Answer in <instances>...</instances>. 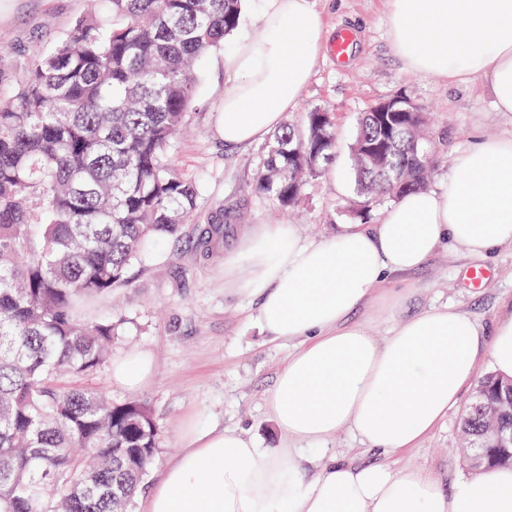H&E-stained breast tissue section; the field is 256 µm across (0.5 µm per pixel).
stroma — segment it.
<instances>
[{
    "instance_id": "35a3bbf8",
    "label": "stroma",
    "mask_w": 512,
    "mask_h": 512,
    "mask_svg": "<svg viewBox=\"0 0 512 512\" xmlns=\"http://www.w3.org/2000/svg\"><path fill=\"white\" fill-rule=\"evenodd\" d=\"M321 14L327 40L340 29L354 33L351 59L340 63L322 51L313 76L286 121L303 128L308 112L322 109L336 116V170L348 172V146L360 112L396 95L410 98L427 112L436 133L439 166L432 188L448 182L451 161L482 137L512 132V113L495 111L482 79L456 86L434 75L412 72L394 54L388 26V0H311ZM87 0H0V93L11 94L22 80L33 51H48L87 9ZM261 39L256 0H249L245 18L224 49L211 51L198 66L197 101L188 114L187 130L178 137L171 158L180 172L199 184L196 224L184 225L167 239L155 258L135 263L128 285L101 294L79 310L85 320L123 317L127 324L112 343L113 360L143 352L153 360L151 379L136 390L112 381L111 363L104 364L88 386L107 392L116 402L140 401L152 410L159 428L158 448L144 486L130 512L142 502L181 447L188 419L216 427H235L261 447H281L287 438L264 405V394L286 364L293 346L270 341L256 319V301L229 291L224 257L243 234L258 224H292L309 241L350 223L345 206L353 196L351 180L335 183L330 173L309 180L298 207L276 212L254 191L261 144L230 147L217 131L224 93V53L242 41ZM242 212L226 226L223 240L209 255L193 244L197 224L225 207ZM481 280H474V271ZM389 287L406 295L390 317L372 316L370 308L354 315L376 338L388 336L396 319L443 305L453 306L485 328L512 311V249L484 258L441 247L421 269L397 274ZM474 390L466 388L447 418L415 447L398 452L396 466L425 469L451 487L473 471L459 452L460 423ZM336 456L360 463L378 461L348 431L320 442L313 459Z\"/></svg>"
}]
</instances>
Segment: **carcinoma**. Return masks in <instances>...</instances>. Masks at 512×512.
<instances>
[{
	"instance_id": "obj_1",
	"label": "carcinoma",
	"mask_w": 512,
	"mask_h": 512,
	"mask_svg": "<svg viewBox=\"0 0 512 512\" xmlns=\"http://www.w3.org/2000/svg\"><path fill=\"white\" fill-rule=\"evenodd\" d=\"M240 0H89L86 14L0 96V503L7 512H128L151 466L158 428L143 402L112 401L61 377L95 375L124 319L77 311L127 282L148 248L196 220L198 183L169 163L195 102L198 62L239 25ZM427 114L376 106L349 149L348 213L424 189L438 158ZM336 158L335 117L314 109L304 132L284 125L264 146L255 191L280 209ZM225 225L207 224L209 251ZM469 410L461 432H483Z\"/></svg>"
}]
</instances>
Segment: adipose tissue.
I'll return each instance as SVG.
<instances>
[{
    "label": "adipose tissue",
    "instance_id": "ef3b65f1",
    "mask_svg": "<svg viewBox=\"0 0 512 512\" xmlns=\"http://www.w3.org/2000/svg\"><path fill=\"white\" fill-rule=\"evenodd\" d=\"M260 20V44L242 42L224 57L228 145L260 142L283 124L326 39L311 0H261ZM388 22L408 68L451 83L485 79L495 110L512 113V0H390ZM445 241L475 258L512 248V135L478 140L454 161L445 188L399 198L379 223L347 224L315 243L291 224L247 235L224 267L239 294L259 298L270 336L297 344L265 396L293 445L261 448L235 430L187 421L144 512H512V467L447 490L423 469L383 463L332 458L312 475L301 449L347 429L393 454L447 417L478 360L512 379V313L488 334L458 309L437 307L381 340L349 319L374 287L421 268Z\"/></svg>",
    "mask_w": 512,
    "mask_h": 512
}]
</instances>
